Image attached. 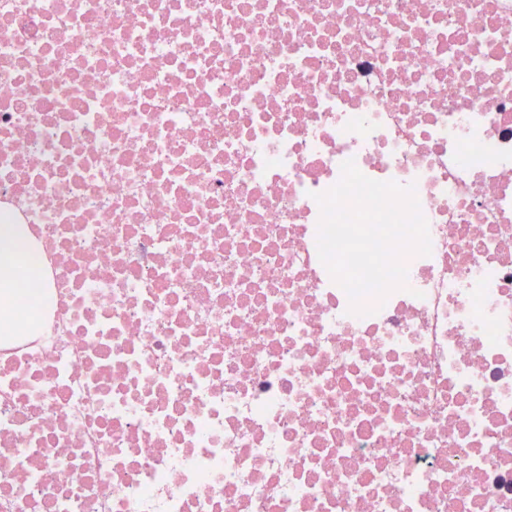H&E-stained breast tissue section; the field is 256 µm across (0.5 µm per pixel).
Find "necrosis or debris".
I'll return each mask as SVG.
<instances>
[{
    "label": "necrosis or debris",
    "mask_w": 512,
    "mask_h": 512,
    "mask_svg": "<svg viewBox=\"0 0 512 512\" xmlns=\"http://www.w3.org/2000/svg\"><path fill=\"white\" fill-rule=\"evenodd\" d=\"M354 160L430 255L317 253ZM0 512H512V0H0ZM1 232L5 237L10 239L11 247L0 252V268L3 272L9 273L7 280H13L15 288L19 289L14 293L5 295V303L11 304L22 299L24 296L22 289L28 280L19 273V261L16 263V259L19 257L20 240L15 236L13 230L7 224L2 226Z\"/></svg>",
    "instance_id": "necrosis-or-debris-1"
}]
</instances>
